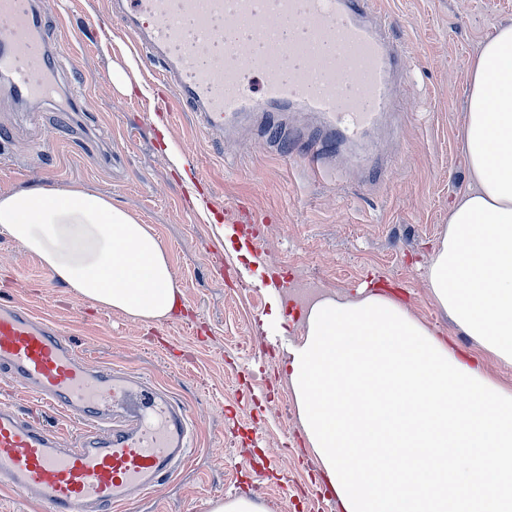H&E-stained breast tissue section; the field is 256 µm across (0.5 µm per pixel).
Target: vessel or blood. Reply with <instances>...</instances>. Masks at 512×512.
Listing matches in <instances>:
<instances>
[{
    "instance_id": "b4317fda",
    "label": "vessel or blood",
    "mask_w": 512,
    "mask_h": 512,
    "mask_svg": "<svg viewBox=\"0 0 512 512\" xmlns=\"http://www.w3.org/2000/svg\"><path fill=\"white\" fill-rule=\"evenodd\" d=\"M377 12L376 0H125L116 17L205 129L303 110L351 144L392 109V85L406 67L392 23L374 22ZM40 26L35 0H0V76L19 99L51 94L55 56ZM288 26L296 31L289 45L281 38ZM0 377L82 423L67 448L29 414L0 404V487L31 494L47 512H112L133 493L156 490L191 454L186 410L153 382L90 365L66 330L4 300Z\"/></svg>"
}]
</instances>
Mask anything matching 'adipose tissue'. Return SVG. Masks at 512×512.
Here are the masks:
<instances>
[{"instance_id": "ef3b65f1", "label": "adipose tissue", "mask_w": 512, "mask_h": 512, "mask_svg": "<svg viewBox=\"0 0 512 512\" xmlns=\"http://www.w3.org/2000/svg\"><path fill=\"white\" fill-rule=\"evenodd\" d=\"M462 147L469 186L425 269L476 342L460 350L386 287L318 298L284 363L302 434L342 512H512V23L471 59ZM0 233L96 308L144 323L182 292L151 225L77 184L0 192Z\"/></svg>"}]
</instances>
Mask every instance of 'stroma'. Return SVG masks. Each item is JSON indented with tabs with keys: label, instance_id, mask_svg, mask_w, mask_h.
<instances>
[{
	"label": "stroma",
	"instance_id": "35a3bbf8",
	"mask_svg": "<svg viewBox=\"0 0 512 512\" xmlns=\"http://www.w3.org/2000/svg\"><path fill=\"white\" fill-rule=\"evenodd\" d=\"M378 7L396 21L409 74L396 87L397 111L364 145L341 147L339 179L311 173L295 146L264 138L258 121L203 131L111 18L110 0H39L40 32L62 62L49 101L19 100L0 78V191L79 183L112 196L155 229L186 302L181 316L154 325L91 307L0 234V298L50 316L90 363L153 380L193 422L184 467L121 512H210L236 497L264 512H341L317 480L283 374L304 327L263 324L269 285L296 313L326 294L356 297L375 279L441 338L474 348L434 301L424 270L468 185L461 130L470 60L512 22V0ZM129 57L130 93L112 79ZM164 100L168 111H158ZM165 135L183 169L164 153ZM217 223L251 234L249 256L226 249L212 233ZM0 400L64 436L76 430L21 384L0 380Z\"/></svg>",
	"mask_w": 512,
	"mask_h": 512
}]
</instances>
